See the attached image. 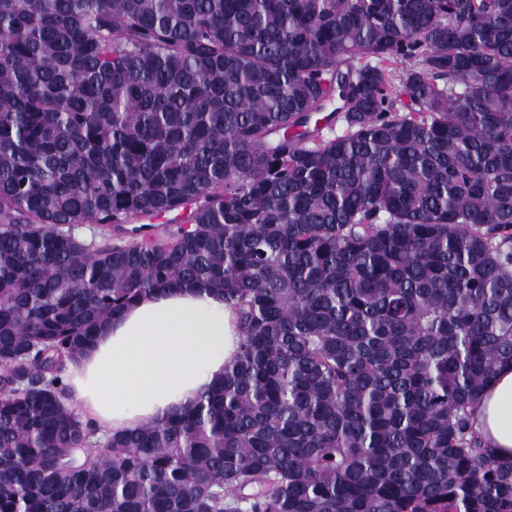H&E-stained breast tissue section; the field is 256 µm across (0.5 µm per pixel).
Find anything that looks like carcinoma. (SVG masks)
I'll return each mask as SVG.
<instances>
[{
	"mask_svg": "<svg viewBox=\"0 0 512 512\" xmlns=\"http://www.w3.org/2000/svg\"><path fill=\"white\" fill-rule=\"evenodd\" d=\"M178 284L224 381L96 439L66 360ZM506 363L512 0H0V512H512ZM474 427L496 459L512 464V365L499 367L474 411Z\"/></svg>",
	"mask_w": 512,
	"mask_h": 512,
	"instance_id": "obj_1",
	"label": "carcinoma"
}]
</instances>
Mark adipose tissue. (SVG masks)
<instances>
[{"label":"adipose tissue","mask_w":512,"mask_h":512,"mask_svg":"<svg viewBox=\"0 0 512 512\" xmlns=\"http://www.w3.org/2000/svg\"><path fill=\"white\" fill-rule=\"evenodd\" d=\"M240 331L221 293L178 285L140 296L109 318L67 364L77 412L98 438L180 414L224 378ZM496 459L512 464V365L499 367L474 411Z\"/></svg>","instance_id":"obj_1"}]
</instances>
